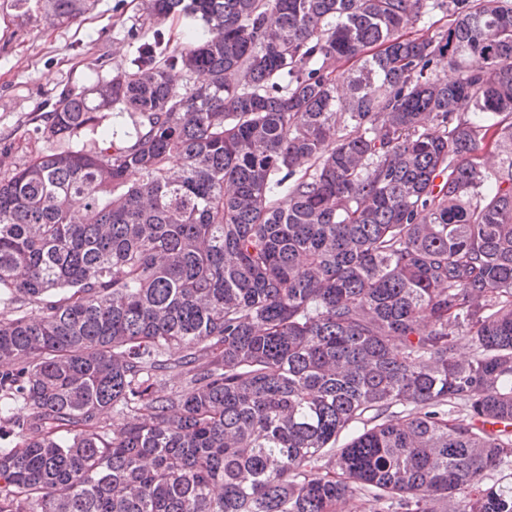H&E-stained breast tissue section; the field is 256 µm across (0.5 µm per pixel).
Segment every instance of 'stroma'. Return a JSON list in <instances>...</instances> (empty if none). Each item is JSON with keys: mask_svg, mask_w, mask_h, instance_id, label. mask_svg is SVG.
Instances as JSON below:
<instances>
[{"mask_svg": "<svg viewBox=\"0 0 512 512\" xmlns=\"http://www.w3.org/2000/svg\"><path fill=\"white\" fill-rule=\"evenodd\" d=\"M193 22L187 17H148L144 0H96L77 18L49 12L44 0H0V177L39 153L65 148L36 132L38 115L52 110L59 94L80 92L96 79L129 68L137 31H161L177 40Z\"/></svg>", "mask_w": 512, "mask_h": 512, "instance_id": "stroma-1", "label": "stroma"}]
</instances>
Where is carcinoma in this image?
I'll return each mask as SVG.
<instances>
[{"mask_svg": "<svg viewBox=\"0 0 512 512\" xmlns=\"http://www.w3.org/2000/svg\"><path fill=\"white\" fill-rule=\"evenodd\" d=\"M146 10L0 179V512H512V0Z\"/></svg>", "mask_w": 512, "mask_h": 512, "instance_id": "obj_1", "label": "carcinoma"}]
</instances>
